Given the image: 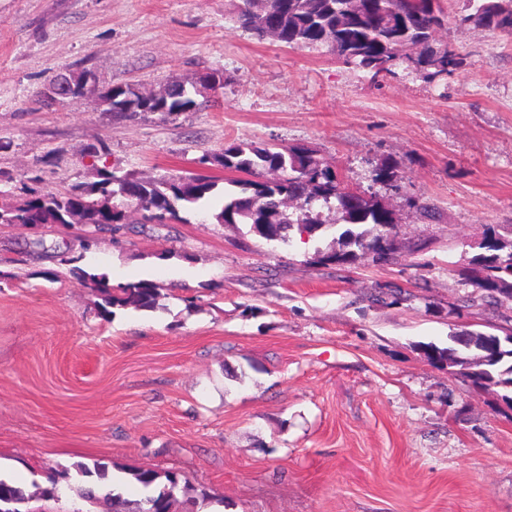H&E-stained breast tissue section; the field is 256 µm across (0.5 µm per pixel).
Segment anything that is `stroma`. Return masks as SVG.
I'll return each mask as SVG.
<instances>
[{
	"label": "stroma",
	"instance_id": "1",
	"mask_svg": "<svg viewBox=\"0 0 512 512\" xmlns=\"http://www.w3.org/2000/svg\"><path fill=\"white\" fill-rule=\"evenodd\" d=\"M230 9L0 0V208L103 171L224 180L198 160L235 140L306 145L391 211L396 259L318 262L346 228L320 204L324 230L286 245L195 215L89 251L79 224H0V475L173 471L208 495L175 512H512V405L424 350L501 322L464 307L458 272L512 224V38L452 21L436 39L463 64L446 84L403 71L376 84L327 46L257 39ZM85 70L100 90L221 82L174 119L38 102L52 76ZM385 163L405 195L376 180ZM77 267L114 285L149 273L162 297L103 319ZM391 290L404 301L367 299Z\"/></svg>",
	"mask_w": 512,
	"mask_h": 512
}]
</instances>
